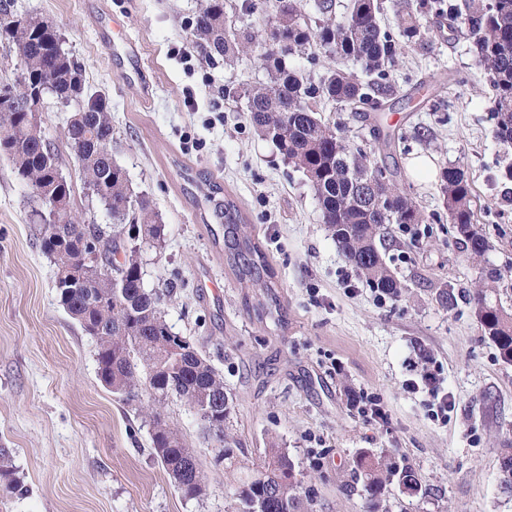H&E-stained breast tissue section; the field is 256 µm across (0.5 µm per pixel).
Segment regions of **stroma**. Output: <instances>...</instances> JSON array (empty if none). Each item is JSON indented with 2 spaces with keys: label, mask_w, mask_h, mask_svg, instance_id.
<instances>
[{
  "label": "stroma",
  "mask_w": 512,
  "mask_h": 512,
  "mask_svg": "<svg viewBox=\"0 0 512 512\" xmlns=\"http://www.w3.org/2000/svg\"><path fill=\"white\" fill-rule=\"evenodd\" d=\"M199 0H14L56 28L82 66L87 93L106 99L112 153L163 225L147 253L150 286L174 283L173 332L202 348L233 402L229 429L250 461L269 442L305 475L313 512H364L344 491L362 450L424 477L419 494L388 485L380 512H512L500 464L512 448V365L502 362L469 305L446 308L442 288L512 267V146L496 137L492 88L470 39L406 53L381 116L395 135L401 180L426 221L397 232L386 261L404 289L379 296L353 276L320 221L303 174L259 139L239 93L265 82L254 58L232 65L190 41ZM423 95L410 97L413 83ZM432 162L410 175L415 155ZM465 170L478 227L492 248L467 261L440 189ZM231 200L274 273L273 296L241 287L224 255ZM56 268L30 222L27 190L0 160V447L24 493L0 487V512H234L203 423L177 399L163 411L199 454L207 491L184 497L151 448L150 423L105 389L96 342L60 306ZM428 359L452 397L447 418L406 386Z\"/></svg>",
  "instance_id": "stroma-1"
}]
</instances>
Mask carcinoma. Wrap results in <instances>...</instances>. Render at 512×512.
<instances>
[{"instance_id":"carcinoma-1","label":"carcinoma","mask_w":512,"mask_h":512,"mask_svg":"<svg viewBox=\"0 0 512 512\" xmlns=\"http://www.w3.org/2000/svg\"><path fill=\"white\" fill-rule=\"evenodd\" d=\"M12 0H0V37L14 46L16 65L26 66L33 79L50 72L55 77L54 97L82 100L84 111L74 121L66 144L84 156L83 183L100 184L112 211L107 226L84 223L71 210L74 186L62 175L57 148L48 140L27 136L20 117L0 112V158H6L15 178L27 187L44 183L66 200L68 221L37 225V240L47 256L64 249L66 260L56 266L55 288L60 306L81 329L95 339L98 377L112 394L127 404H142L151 425L156 457L188 498L205 494L204 473L193 472L200 462L193 446L167 421L161 407L176 398L193 412L204 404L221 402L224 415L208 430L224 456V480L234 487L241 504L271 486L282 488V498L268 499L265 512H312L313 500L300 497L302 481L285 449L272 441L260 463L248 462L240 442L226 430L230 415L224 378L187 336L171 331L164 319V293L145 281L142 246L161 250L164 225L148 198L131 187L127 171L112 156V120L101 97L78 93L84 84L81 66L56 51L53 35L42 29L40 17L14 20ZM272 35L261 36L253 23L236 32L226 29L224 0H200L191 25L194 45L208 58L233 61L243 53L257 56L267 80L242 91L247 120L258 136L270 142L283 160L301 171L318 201L325 224L345 260L373 290L398 297L403 285L386 263L395 246L394 224L409 230L424 221L418 206L400 187V171L385 162L394 139L371 129L375 146L370 152L336 134L319 113L329 101L356 114L386 109L387 86L399 57L406 49L429 50L443 28L474 39L478 64L488 73L493 88L492 119L496 136L512 145V0H400L395 27L381 22L378 0H349L336 16L335 0H317L318 21L305 20L301 0H274ZM294 56L316 63L327 60L324 74L315 79L288 63ZM358 63L362 73L350 72ZM441 190L450 223L470 258L490 251L488 238L477 227L468 176L450 165L442 173ZM99 245L101 270L89 288L67 283L69 265H79L91 250L80 252L74 241ZM224 247L228 263L240 283L267 291L274 287L265 255L246 226L238 223L235 206L224 201ZM512 298V282L496 268L481 272L479 284L467 294L477 322L512 364V308L501 297ZM362 480L367 512H377L384 489L401 479L422 488L420 475L399 469L384 455L369 450L353 460ZM22 491L14 476L11 453L0 448V484Z\"/></svg>"}]
</instances>
